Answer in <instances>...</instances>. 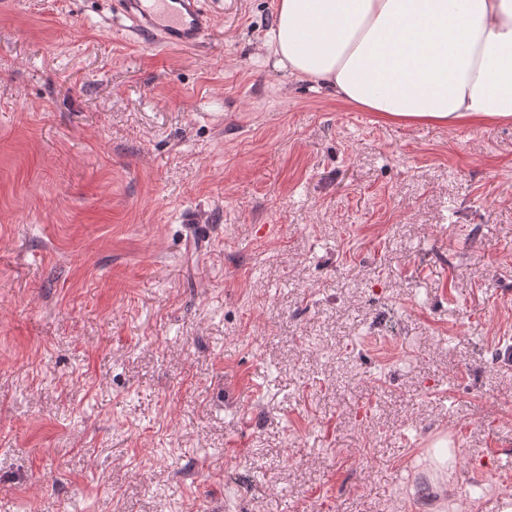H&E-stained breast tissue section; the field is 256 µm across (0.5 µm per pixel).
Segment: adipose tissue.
I'll use <instances>...</instances> for the list:
<instances>
[{
  "label": "adipose tissue",
  "mask_w": 512,
  "mask_h": 512,
  "mask_svg": "<svg viewBox=\"0 0 512 512\" xmlns=\"http://www.w3.org/2000/svg\"><path fill=\"white\" fill-rule=\"evenodd\" d=\"M276 65L385 120H512V0H279Z\"/></svg>",
  "instance_id": "1"
}]
</instances>
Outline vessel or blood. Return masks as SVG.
I'll return each mask as SVG.
<instances>
[{
	"instance_id": "vessel-or-blood-1",
	"label": "vessel or blood",
	"mask_w": 512,
	"mask_h": 512,
	"mask_svg": "<svg viewBox=\"0 0 512 512\" xmlns=\"http://www.w3.org/2000/svg\"><path fill=\"white\" fill-rule=\"evenodd\" d=\"M137 38L169 48L204 47L214 24L205 0H120Z\"/></svg>"
}]
</instances>
